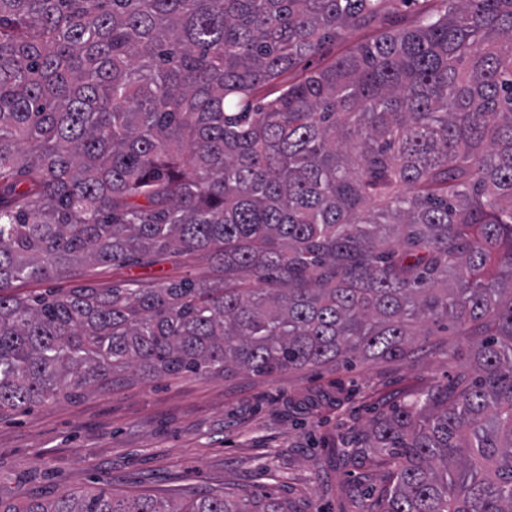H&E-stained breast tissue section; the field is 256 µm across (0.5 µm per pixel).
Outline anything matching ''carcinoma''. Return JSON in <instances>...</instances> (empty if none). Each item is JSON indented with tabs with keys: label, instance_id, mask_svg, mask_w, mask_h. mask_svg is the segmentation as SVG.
I'll return each instance as SVG.
<instances>
[{
	"label": "carcinoma",
	"instance_id": "cac0c4a2",
	"mask_svg": "<svg viewBox=\"0 0 512 512\" xmlns=\"http://www.w3.org/2000/svg\"><path fill=\"white\" fill-rule=\"evenodd\" d=\"M0 0V417L136 371L254 375L474 336L360 432L370 512H512V0ZM199 252L210 281L13 292ZM0 512H284L106 487ZM423 7L421 3L402 4L400 1L384 4V21L388 25H401L414 20ZM371 36V32L367 30L358 31V32H349L342 39L336 40V42L327 45L321 53L316 55L315 57L310 58L308 61L303 63V66L309 67V69H313L315 67H320L325 65L328 61H330L335 55L343 53L346 49H348L351 45L356 42L364 41Z\"/></svg>",
	"mask_w": 512,
	"mask_h": 512
}]
</instances>
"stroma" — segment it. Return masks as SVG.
<instances>
[{"label":"stroma","instance_id":"1","mask_svg":"<svg viewBox=\"0 0 512 512\" xmlns=\"http://www.w3.org/2000/svg\"><path fill=\"white\" fill-rule=\"evenodd\" d=\"M209 271L203 256L172 253L84 268L56 285L105 288L129 279H202ZM469 344L462 336H421L401 359L264 376L127 373L80 398L1 419L0 499H46L60 487L80 491L104 481L117 494L177 502L202 492H254L288 512H367L390 466L386 455L354 448L355 436L404 398L447 381ZM339 389L340 403H320Z\"/></svg>","mask_w":512,"mask_h":512}]
</instances>
